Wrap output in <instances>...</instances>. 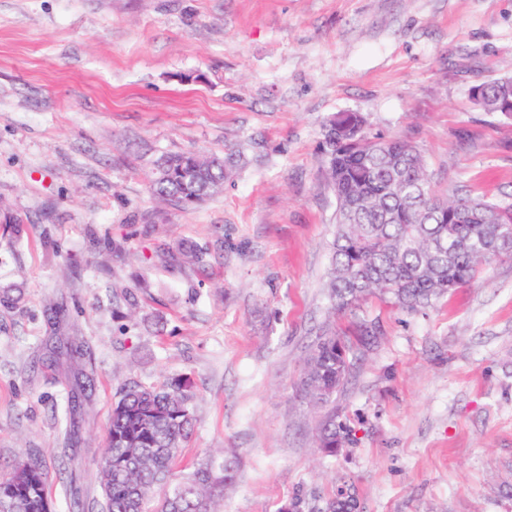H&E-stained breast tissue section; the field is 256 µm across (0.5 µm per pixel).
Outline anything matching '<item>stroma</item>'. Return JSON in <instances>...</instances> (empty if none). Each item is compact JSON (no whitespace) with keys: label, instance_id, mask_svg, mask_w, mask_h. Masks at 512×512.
I'll return each mask as SVG.
<instances>
[{"label":"stroma","instance_id":"stroma-1","mask_svg":"<svg viewBox=\"0 0 512 512\" xmlns=\"http://www.w3.org/2000/svg\"><path fill=\"white\" fill-rule=\"evenodd\" d=\"M509 73L512 0H0V471L40 456L54 512L74 477L77 512H103L120 388L185 377L180 456L223 449L221 512H323L344 479L363 512H512V260L420 313L371 298L332 317L321 148L330 116L358 112L421 151L438 196L512 202V119L472 97ZM190 151L240 161L199 206L153 198L155 160ZM331 319L354 349L336 405L356 439L333 454L299 393Z\"/></svg>","mask_w":512,"mask_h":512}]
</instances>
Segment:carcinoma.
Masks as SVG:
<instances>
[{"label":"carcinoma","instance_id":"obj_1","mask_svg":"<svg viewBox=\"0 0 512 512\" xmlns=\"http://www.w3.org/2000/svg\"><path fill=\"white\" fill-rule=\"evenodd\" d=\"M478 103L488 112L512 102V77L483 84ZM325 175L336 196V231L327 273L329 308L354 314L378 297L408 312L434 306L473 282L493 259L512 258V204L483 197L438 198L419 150L404 140L372 135L360 113L331 116L323 127ZM224 183V160L193 152L168 155L149 179L152 196L184 207L203 203ZM194 263L205 251L178 246ZM350 346L335 328L310 345L301 380L304 399L317 408L333 403L351 371ZM190 383L132 382L112 409L98 468L105 512H219L232 476L221 451L209 452L193 470L177 476L179 448L191 435ZM347 423L327 412L317 447L331 453L354 442ZM42 459L29 456L0 474V512H53ZM341 483L326 512H360L357 497Z\"/></svg>","mask_w":512,"mask_h":512}]
</instances>
